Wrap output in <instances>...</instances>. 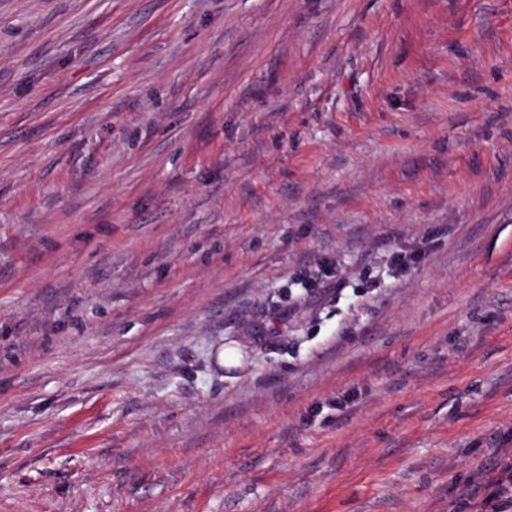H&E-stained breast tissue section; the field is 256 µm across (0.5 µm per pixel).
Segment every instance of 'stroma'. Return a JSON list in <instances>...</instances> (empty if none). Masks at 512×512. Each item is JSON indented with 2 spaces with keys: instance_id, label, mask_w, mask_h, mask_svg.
Wrapping results in <instances>:
<instances>
[{
  "instance_id": "1",
  "label": "stroma",
  "mask_w": 512,
  "mask_h": 512,
  "mask_svg": "<svg viewBox=\"0 0 512 512\" xmlns=\"http://www.w3.org/2000/svg\"><path fill=\"white\" fill-rule=\"evenodd\" d=\"M511 477L512 0H0V512Z\"/></svg>"
}]
</instances>
